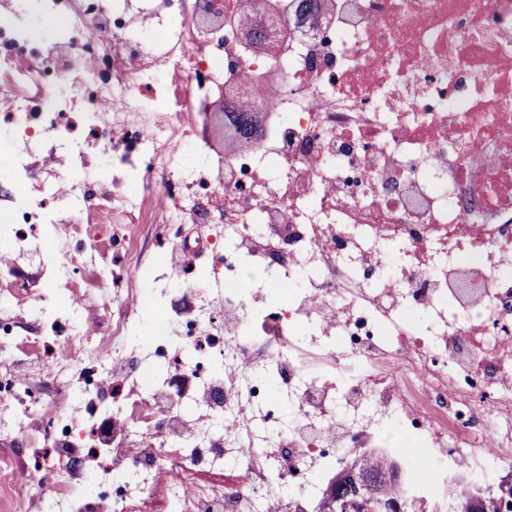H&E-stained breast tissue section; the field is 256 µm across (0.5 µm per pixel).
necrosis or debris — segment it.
Listing matches in <instances>:
<instances>
[{
	"mask_svg": "<svg viewBox=\"0 0 512 512\" xmlns=\"http://www.w3.org/2000/svg\"><path fill=\"white\" fill-rule=\"evenodd\" d=\"M209 2L45 0L70 33L50 43L0 25L16 183L0 193V512H320L340 462L389 452L392 432L440 475L404 478L397 512H453L452 486L498 490L512 481V0H224L217 31L196 22ZM154 55L171 77L142 65ZM240 87L234 109L261 114V134L213 153L195 117ZM49 144L138 174L87 213L73 169L72 235L93 240L77 262L47 232L55 205L19 190ZM191 188L190 206L157 207ZM189 220L213 224L212 266L165 282L193 299L187 320L144 327L107 281L141 259V224L160 227L157 261L171 240L197 252ZM50 266L29 335L16 309ZM76 285L110 323L79 358Z\"/></svg>",
	"mask_w": 512,
	"mask_h": 512,
	"instance_id": "4bbe7bcc",
	"label": "necrosis or debris"
}]
</instances>
